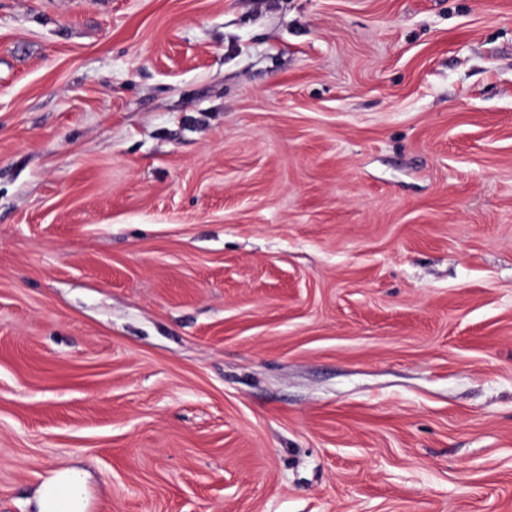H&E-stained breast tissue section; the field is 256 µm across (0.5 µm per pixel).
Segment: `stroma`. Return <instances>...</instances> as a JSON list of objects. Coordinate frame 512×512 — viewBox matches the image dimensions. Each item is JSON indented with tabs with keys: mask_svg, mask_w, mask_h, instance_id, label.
Segmentation results:
<instances>
[{
	"mask_svg": "<svg viewBox=\"0 0 512 512\" xmlns=\"http://www.w3.org/2000/svg\"><path fill=\"white\" fill-rule=\"evenodd\" d=\"M512 512V0H0V512ZM89 478V472L76 466L52 471L36 490L29 512H86Z\"/></svg>",
	"mask_w": 512,
	"mask_h": 512,
	"instance_id": "1",
	"label": "stroma"
}]
</instances>
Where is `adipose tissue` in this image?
<instances>
[{
    "mask_svg": "<svg viewBox=\"0 0 512 512\" xmlns=\"http://www.w3.org/2000/svg\"><path fill=\"white\" fill-rule=\"evenodd\" d=\"M89 478V472L76 466L52 471L30 502L32 512H87Z\"/></svg>",
    "mask_w": 512,
    "mask_h": 512,
    "instance_id": "obj_1",
    "label": "adipose tissue"
}]
</instances>
